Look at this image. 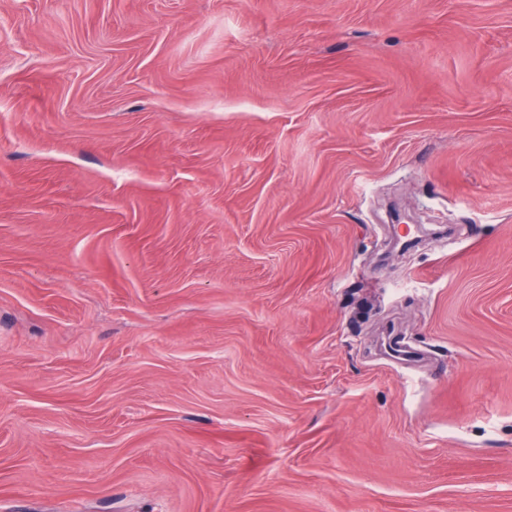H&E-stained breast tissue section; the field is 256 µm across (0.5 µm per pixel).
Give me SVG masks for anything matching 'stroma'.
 <instances>
[{"label": "stroma", "mask_w": 512, "mask_h": 512, "mask_svg": "<svg viewBox=\"0 0 512 512\" xmlns=\"http://www.w3.org/2000/svg\"><path fill=\"white\" fill-rule=\"evenodd\" d=\"M0 512H512V0H0Z\"/></svg>", "instance_id": "stroma-1"}]
</instances>
